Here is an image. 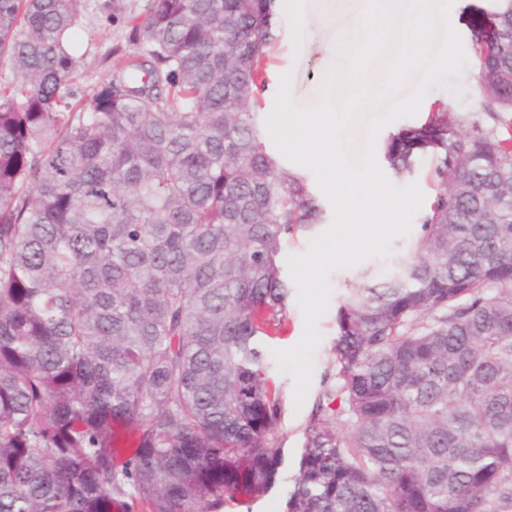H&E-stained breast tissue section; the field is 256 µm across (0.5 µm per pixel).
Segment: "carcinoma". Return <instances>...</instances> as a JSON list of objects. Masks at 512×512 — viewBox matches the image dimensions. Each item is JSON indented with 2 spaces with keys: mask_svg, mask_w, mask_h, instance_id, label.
Here are the masks:
<instances>
[{
  "mask_svg": "<svg viewBox=\"0 0 512 512\" xmlns=\"http://www.w3.org/2000/svg\"><path fill=\"white\" fill-rule=\"evenodd\" d=\"M80 2L0 0V512H252L284 241L324 218L260 130L278 0H149L86 105ZM473 46L495 123L388 137L438 192L336 312L284 512H512V0Z\"/></svg>",
  "mask_w": 512,
  "mask_h": 512,
  "instance_id": "cac0c4a2",
  "label": "carcinoma"
}]
</instances>
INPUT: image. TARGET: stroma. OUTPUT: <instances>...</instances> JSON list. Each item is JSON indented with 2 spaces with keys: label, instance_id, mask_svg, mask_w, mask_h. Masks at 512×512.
<instances>
[{
  "label": "stroma",
  "instance_id": "obj_1",
  "mask_svg": "<svg viewBox=\"0 0 512 512\" xmlns=\"http://www.w3.org/2000/svg\"><path fill=\"white\" fill-rule=\"evenodd\" d=\"M147 2L82 0L81 20L76 33L79 66L74 77V84L81 95H91L93 86L115 71L117 59L112 56L111 49L125 44L127 38V30L121 19L131 13L142 12ZM496 9L497 0H453L449 19L461 38L464 50L473 47L476 22ZM359 17V0H296L294 10L281 11L278 40L266 60L267 85L260 94L261 114L271 111L280 76L288 71L293 74L292 95L295 102L302 106L314 104L326 74L335 65L330 45L339 35H356ZM451 83L448 89L431 88L423 97L416 116L399 119L379 130L374 145L376 165L384 163L382 148L390 134L423 121L434 108H445L468 122L491 124V114L485 108L475 63H468L462 77L452 78ZM456 85L463 87V95L453 94L452 88ZM389 265L387 259L372 257L331 275L333 292L329 308L318 322L321 341L315 354L312 383L302 409L294 407L291 377L279 371L275 359H268V375L283 395L280 431L284 463L275 486L252 504V512H281L305 443L306 426L319 398L335 382L333 346L337 309L359 274L366 271L377 276L384 273Z\"/></svg>",
  "mask_w": 512,
  "mask_h": 512
}]
</instances>
